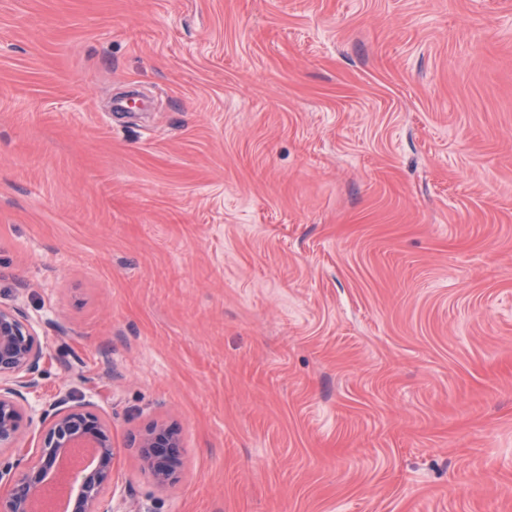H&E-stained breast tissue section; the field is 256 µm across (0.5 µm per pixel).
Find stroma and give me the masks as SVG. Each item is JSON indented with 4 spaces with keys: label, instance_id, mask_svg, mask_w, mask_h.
Returning <instances> with one entry per match:
<instances>
[{
    "label": "stroma",
    "instance_id": "1",
    "mask_svg": "<svg viewBox=\"0 0 512 512\" xmlns=\"http://www.w3.org/2000/svg\"><path fill=\"white\" fill-rule=\"evenodd\" d=\"M15 303L142 512H512V0H0ZM141 470L158 488L175 483L182 467V444L177 430L155 424L139 435L137 446Z\"/></svg>",
    "mask_w": 512,
    "mask_h": 512
}]
</instances>
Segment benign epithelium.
<instances>
[{
  "label": "benign epithelium",
  "instance_id": "benign-epithelium-1",
  "mask_svg": "<svg viewBox=\"0 0 512 512\" xmlns=\"http://www.w3.org/2000/svg\"><path fill=\"white\" fill-rule=\"evenodd\" d=\"M39 326L20 305L0 307V484L9 486L7 494H0V512H33L34 500L60 459L80 443L96 448L98 460L71 476L72 512H141L124 498L114 501L111 429L89 410L92 402L66 394L40 409L27 404L26 394L39 385L40 365L47 354ZM36 421L44 431L32 462L27 449L16 444L25 427ZM137 448L141 470L154 486L175 483L182 467L181 438L175 428L153 425L139 435Z\"/></svg>",
  "mask_w": 512,
  "mask_h": 512
}]
</instances>
